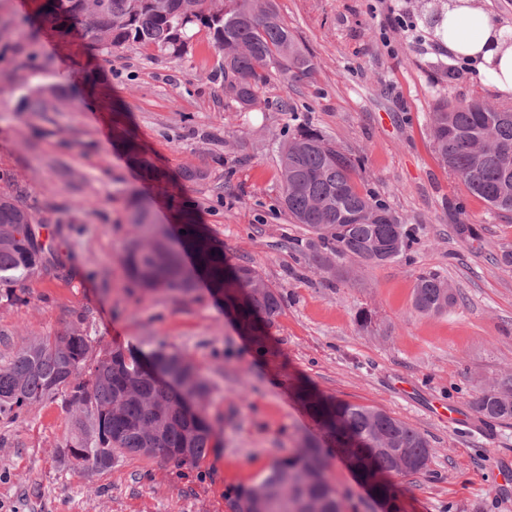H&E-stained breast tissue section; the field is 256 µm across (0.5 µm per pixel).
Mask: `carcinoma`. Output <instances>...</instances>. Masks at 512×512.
<instances>
[{"label": "carcinoma", "instance_id": "1", "mask_svg": "<svg viewBox=\"0 0 512 512\" xmlns=\"http://www.w3.org/2000/svg\"><path fill=\"white\" fill-rule=\"evenodd\" d=\"M44 18L69 22V29L106 53L128 44L155 46L180 59L190 32L207 29L222 53L216 76L241 107L257 101V90L278 71L290 82L309 77L314 64L296 36L266 0H47ZM65 96L55 85L38 86L22 97L29 112ZM437 155L474 196L499 215L512 218V107L472 100L442 101L431 113ZM282 200L288 216L315 235L310 245L318 269L331 267V254L364 267L408 257L416 228L403 224L387 201L359 189L354 175L361 160L330 139L300 126L279 142ZM129 223L139 236L121 258L127 277L145 294H190L199 277L224 292L244 328L262 341V323L281 313L282 297L252 265L228 270L197 224L181 229L194 266L173 248L170 232L154 223L147 205L132 202ZM47 228L10 193L0 194V300L18 299L16 287L49 270ZM456 296L438 273L417 277L413 308L428 315L448 310ZM209 384L179 353L113 349L92 352L88 337L67 330L29 343L0 365V419H15L37 402L65 398L77 434L63 449L76 469L101 470L124 453L163 448L168 458L190 462L218 446L211 423L197 402ZM300 398L326 440L347 457L362 480L393 512L402 507L384 477L417 474L432 456L429 441L386 411L320 396L302 388ZM473 406L488 423L512 422V375L480 385ZM324 445L306 438L296 452L276 460L271 473L239 485L226 501L247 512H344L343 498L326 477Z\"/></svg>", "mask_w": 512, "mask_h": 512}]
</instances>
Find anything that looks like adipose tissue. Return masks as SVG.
<instances>
[{
    "label": "adipose tissue",
    "instance_id": "ef3b65f1",
    "mask_svg": "<svg viewBox=\"0 0 512 512\" xmlns=\"http://www.w3.org/2000/svg\"><path fill=\"white\" fill-rule=\"evenodd\" d=\"M442 43L449 54L477 61L490 86L512 95V40L473 0H448Z\"/></svg>",
    "mask_w": 512,
    "mask_h": 512
}]
</instances>
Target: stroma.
<instances>
[{
  "instance_id": "stroma-1",
  "label": "stroma",
  "mask_w": 512,
  "mask_h": 512,
  "mask_svg": "<svg viewBox=\"0 0 512 512\" xmlns=\"http://www.w3.org/2000/svg\"><path fill=\"white\" fill-rule=\"evenodd\" d=\"M45 2L0 0V16L14 21L0 39V193L21 191L44 219L55 262L19 301H0V363L73 328L97 350L180 352L212 387L206 415L220 444L182 464L127 454L107 470H76L63 457L76 432L63 399L35 403L0 421V512H229L228 487L259 481L270 461L319 434L301 385L425 434L427 468L390 478L405 512H512L498 478L512 424L452 429L429 408L441 400L473 412L478 385L512 374V268L496 261L512 248V220L470 194L433 148L437 102L503 101L426 24L428 8L448 0H270L315 71L297 83L272 73L248 109L210 79L220 55L206 29H193L180 60L138 45L107 55L43 24ZM392 11L409 31L388 23ZM55 83L69 100L21 111L31 88ZM298 124L361 159L360 182L416 227L413 262L314 267L307 232L280 204L277 143ZM188 169L197 178L185 179ZM135 192L171 233L191 211L229 263L255 265L279 290L282 312L264 343L206 281L184 297L147 296L127 280L120 257L136 236ZM461 222L479 241L457 235ZM430 271L458 302L421 315L413 290ZM327 476L345 512H380L337 452Z\"/></svg>"
}]
</instances>
